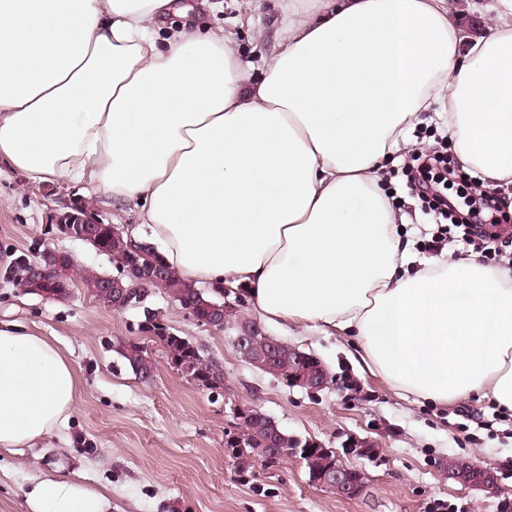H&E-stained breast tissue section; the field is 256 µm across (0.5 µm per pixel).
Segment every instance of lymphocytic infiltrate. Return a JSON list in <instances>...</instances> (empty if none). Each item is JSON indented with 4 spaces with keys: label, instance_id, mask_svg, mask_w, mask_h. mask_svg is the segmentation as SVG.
<instances>
[{
    "label": "lymphocytic infiltrate",
    "instance_id": "1",
    "mask_svg": "<svg viewBox=\"0 0 512 512\" xmlns=\"http://www.w3.org/2000/svg\"><path fill=\"white\" fill-rule=\"evenodd\" d=\"M447 136H440L431 150L415 154L401 171L405 187L411 196L425 206V213L435 230L420 248L427 252H442L448 244L458 242L480 254H488L498 234V197L492 190H457L448 196L451 169L448 165Z\"/></svg>",
    "mask_w": 512,
    "mask_h": 512
}]
</instances>
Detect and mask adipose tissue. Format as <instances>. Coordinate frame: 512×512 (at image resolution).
Masks as SVG:
<instances>
[{"label": "adipose tissue", "mask_w": 512, "mask_h": 512, "mask_svg": "<svg viewBox=\"0 0 512 512\" xmlns=\"http://www.w3.org/2000/svg\"><path fill=\"white\" fill-rule=\"evenodd\" d=\"M174 0H0V161L139 209L131 238L258 318L353 337L394 390L512 415V267L417 258L384 190L432 110L460 168L512 186V0H287L251 78L223 30L167 31ZM79 397L48 337L0 321V453L64 434ZM29 512H112L80 474Z\"/></svg>", "instance_id": "ef3b65f1"}]
</instances>
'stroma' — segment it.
Instances as JSON below:
<instances>
[{"mask_svg": "<svg viewBox=\"0 0 512 512\" xmlns=\"http://www.w3.org/2000/svg\"><path fill=\"white\" fill-rule=\"evenodd\" d=\"M222 2L223 10L199 16L167 15L165 25L200 21L224 29L244 63L273 51L281 0ZM87 191L69 180L34 182L0 163V320L53 339L79 384L66 440L51 436L0 456V512H26L32 481L76 471L91 487L111 486L112 512H433L437 499L463 512H500V500L512 501V422L494 419L486 399L441 407L394 391L352 359L349 337H299L268 327L269 335L320 358L334 377L330 389L312 394L254 369L235 352L230 331L201 326L178 303L155 295L151 306L171 332L223 363L224 394L215 398L174 369L159 343L146 344L156 365L152 380H139L124 364L118 342L138 338L140 311L113 312L78 286L67 299L45 300L7 284L10 263L47 244L108 269L89 246L45 233L53 215ZM246 407L338 451L352 440L371 442V455L348 458L367 475L364 492L347 500L324 491L293 459L238 467L224 442ZM451 458L494 468L498 495L448 479L443 468Z\"/></svg>", "mask_w": 512, "mask_h": 512, "instance_id": "35a3bbf8", "label": "stroma"}]
</instances>
